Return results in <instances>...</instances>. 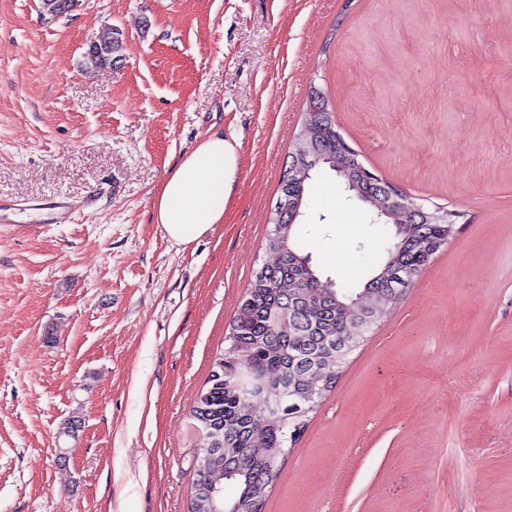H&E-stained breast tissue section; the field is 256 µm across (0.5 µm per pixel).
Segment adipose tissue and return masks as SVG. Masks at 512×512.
<instances>
[{
	"label": "adipose tissue",
	"instance_id": "1",
	"mask_svg": "<svg viewBox=\"0 0 512 512\" xmlns=\"http://www.w3.org/2000/svg\"><path fill=\"white\" fill-rule=\"evenodd\" d=\"M237 151L221 136L207 137L187 151L154 196V217L176 244L188 246L223 223L234 189Z\"/></svg>",
	"mask_w": 512,
	"mask_h": 512
}]
</instances>
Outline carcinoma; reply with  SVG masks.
<instances>
[{
    "label": "carcinoma",
    "mask_w": 512,
    "mask_h": 512,
    "mask_svg": "<svg viewBox=\"0 0 512 512\" xmlns=\"http://www.w3.org/2000/svg\"><path fill=\"white\" fill-rule=\"evenodd\" d=\"M98 42L102 50H88L90 66L110 68L122 60L114 32L103 31ZM304 135L309 149L298 165L301 174L283 169V206L268 218L264 248L274 262L255 271L244 290L208 387L191 410L202 442L189 512H264L266 490L280 476L288 444L302 434L366 333L450 238L448 223L424 224L406 211L395 220L379 216L374 195L387 183L360 171L335 108L317 89L297 137ZM322 172L334 173L338 192L361 209L366 223L393 227L382 260L362 285L321 281L312 252L299 245L312 181Z\"/></svg>",
    "instance_id": "cac0c4a2"
}]
</instances>
